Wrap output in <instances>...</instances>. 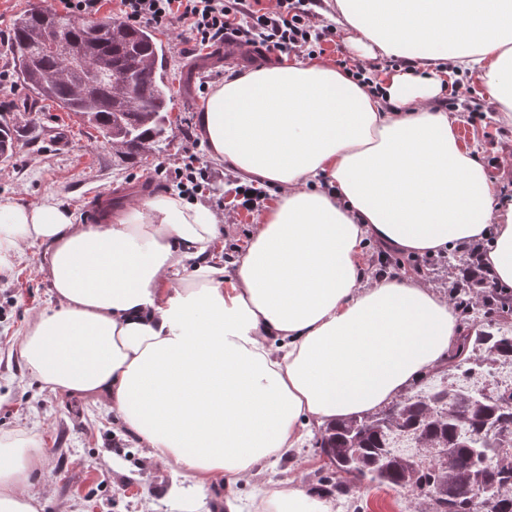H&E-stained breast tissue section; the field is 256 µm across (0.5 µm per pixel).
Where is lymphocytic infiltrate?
I'll list each match as a JSON object with an SVG mask.
<instances>
[{
  "label": "lymphocytic infiltrate",
  "mask_w": 512,
  "mask_h": 512,
  "mask_svg": "<svg viewBox=\"0 0 512 512\" xmlns=\"http://www.w3.org/2000/svg\"><path fill=\"white\" fill-rule=\"evenodd\" d=\"M318 0H276L274 11L254 8L251 0H120V11L133 25L149 24L160 29L185 31L182 52L191 55L200 48H223L239 43L259 53H316L334 44L336 28L317 23ZM197 138H190L180 166L164 176L183 195L203 194L207 173L198 168Z\"/></svg>",
  "instance_id": "1"
}]
</instances>
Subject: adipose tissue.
Returning a JSON list of instances; mask_svg holds the SVG:
<instances>
[{
	"instance_id": "obj_1",
	"label": "adipose tissue",
	"mask_w": 512,
	"mask_h": 512,
	"mask_svg": "<svg viewBox=\"0 0 512 512\" xmlns=\"http://www.w3.org/2000/svg\"><path fill=\"white\" fill-rule=\"evenodd\" d=\"M325 4L355 59L417 65L383 73L378 94L318 56L214 88L199 114L211 158L279 190L232 266L209 259L215 213L175 192L85 223L49 197L0 199V271L46 247L57 301L25 329L29 371L107 400L146 462L203 486L236 483L445 361L460 334L448 301L412 276L367 275L370 242L417 256L487 239L486 267L512 287V201L435 104L453 67L512 124V0ZM42 464L36 439L0 436V512H39ZM224 507L336 512L294 484Z\"/></svg>"
}]
</instances>
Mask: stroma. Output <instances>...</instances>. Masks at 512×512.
<instances>
[{
  "instance_id": "stroma-1",
  "label": "stroma",
  "mask_w": 512,
  "mask_h": 512,
  "mask_svg": "<svg viewBox=\"0 0 512 512\" xmlns=\"http://www.w3.org/2000/svg\"><path fill=\"white\" fill-rule=\"evenodd\" d=\"M172 65L173 131L161 151L145 159L122 155L102 132L80 117L41 101L14 72L13 48L0 42V111L15 114L19 126L12 158L0 163V198L35 203L53 197L90 221L91 207L104 193L114 206L165 192L159 168L174 169L184 148V127H196L206 100L201 83L216 85L225 76L264 64L279 63L276 55L255 49L234 55L203 50L180 54L178 41L169 43ZM460 135L474 147L488 177L500 194L512 197V125L498 122L493 105L478 83L459 97ZM65 146H58V138ZM198 163L210 174L201 202L216 209L224 236L216 257L236 256L259 215L243 209H219L231 202L239 177L214 162L200 146ZM48 255L39 246L24 249L11 269L0 273V434L24 432L38 439L44 466L30 490L41 501L40 512H217L226 494L246 501L260 488L295 481L311 490L315 473L325 463L314 446L302 454H286L272 466L255 468L233 487L198 485L180 465L159 461L145 466L139 440L129 433L103 400L48 389L28 370L18 347L36 314L53 305L47 274ZM344 512H422V501L404 489L368 482L341 499Z\"/></svg>"
}]
</instances>
